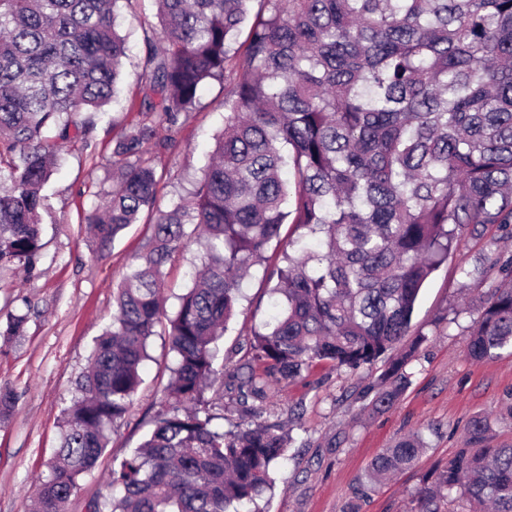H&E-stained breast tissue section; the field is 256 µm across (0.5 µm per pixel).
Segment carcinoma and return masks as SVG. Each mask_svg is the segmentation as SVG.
<instances>
[{"label":"carcinoma","instance_id":"cac0c4a2","mask_svg":"<svg viewBox=\"0 0 512 512\" xmlns=\"http://www.w3.org/2000/svg\"><path fill=\"white\" fill-rule=\"evenodd\" d=\"M0 0V265L33 267L45 188L77 122L120 93L117 4ZM257 2L258 8L252 7ZM139 104L174 127L212 80L224 128L212 160L165 207L139 123L115 140L112 181L85 223L99 248L156 215L149 249L114 295L112 323L63 412L61 443L33 490L36 512H63L125 419L162 319L175 354L153 427L108 476L91 512H241L274 483L292 436L260 411L213 424L205 392L224 375L218 342L242 301V276L268 261L272 313L252 331L235 389L256 399L319 362L358 369L412 328L424 282L459 234L512 235V0H155ZM288 235H282L283 225ZM193 229H188V226ZM202 231L203 272L165 317L162 268ZM411 349L376 393L389 407L409 384ZM512 348V287L485 295L467 355ZM0 389V421L17 404ZM467 447L424 479L415 512H512V443L491 446V416L466 425ZM424 438L377 455L355 497L413 467Z\"/></svg>","mask_w":512,"mask_h":512}]
</instances>
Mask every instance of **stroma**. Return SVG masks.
<instances>
[{
  "instance_id": "1",
  "label": "stroma",
  "mask_w": 512,
  "mask_h": 512,
  "mask_svg": "<svg viewBox=\"0 0 512 512\" xmlns=\"http://www.w3.org/2000/svg\"><path fill=\"white\" fill-rule=\"evenodd\" d=\"M143 21L119 12L124 36L120 101L95 117L89 142L64 145L51 178L43 215V248L33 269L0 265V332L10 315L27 313L22 336L0 335V386L16 391L13 414L0 423V512H29L35 480L45 474L59 443L62 411L69 405L76 377L86 368L92 340L112 322L114 293L130 266L146 252L153 228L134 224L106 249H98L83 220L112 188V149L116 137L133 123L155 124L165 150L149 154L161 181V203L186 194L224 127V90L213 81L178 129L139 110L145 83L140 58L145 22L153 21V0H143ZM512 254V236L495 227L482 238L459 237L456 248L422 288L413 316L414 333L424 340L407 366L410 383L394 404L375 408L372 400L386 368L379 361L356 370L321 363L303 378L270 385L264 417L292 428L297 447L281 460L274 492L259 502L263 512H413L425 473L445 464L465 443V426L474 416L493 419L494 442L512 441V353L482 361L466 355L468 332L482 312L483 295L502 283L488 269L489 258ZM201 265L197 245L175 253L163 267L167 311ZM246 299L221 342L225 365L246 355L250 328L266 319L270 296L262 267H253L243 282ZM150 357L141 368L143 383L120 428L110 435L97 470L80 482L65 512H88L93 499L108 492L113 465L136 448L151 421L174 363L165 333L150 341ZM422 432L429 447L415 466L383 481L355 500L354 488L372 460L401 437Z\"/></svg>"
}]
</instances>
